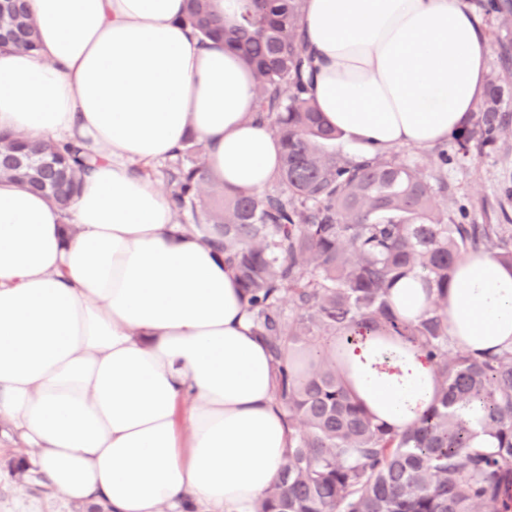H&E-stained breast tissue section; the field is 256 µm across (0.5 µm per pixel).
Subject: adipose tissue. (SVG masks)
Masks as SVG:
<instances>
[{
  "mask_svg": "<svg viewBox=\"0 0 512 512\" xmlns=\"http://www.w3.org/2000/svg\"><path fill=\"white\" fill-rule=\"evenodd\" d=\"M38 48L0 51V134L81 140L99 157L63 214L0 180V424L67 501L95 512H254L290 444L237 276L176 220L142 167L188 138L211 179L261 192L282 146L255 124L254 75L183 24L185 0H28ZM305 81L345 152L426 149L470 120L489 42L462 0H306ZM457 348L512 347V269L459 261ZM345 386L403 431L432 402V361L363 332Z\"/></svg>",
  "mask_w": 512,
  "mask_h": 512,
  "instance_id": "adipose-tissue-1",
  "label": "adipose tissue"
}]
</instances>
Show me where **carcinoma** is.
<instances>
[{"mask_svg":"<svg viewBox=\"0 0 512 512\" xmlns=\"http://www.w3.org/2000/svg\"><path fill=\"white\" fill-rule=\"evenodd\" d=\"M210 0H186L183 21L200 39L221 33L255 77L254 119L279 139L270 188L222 193L203 146L188 139L157 170L186 227L224 252L267 346L274 390L293 430L281 478L255 512H512V351H463L448 341V286L456 264L488 253L512 268V235L499 224L448 221L437 197L448 186L417 163L378 151L361 160L336 149L339 134L307 92L311 66L304 0H250L242 20L216 26ZM34 51L37 24L27 0H0V49ZM512 91L488 83L471 127L453 134L457 154L492 148L512 132L503 114ZM92 170L82 141L31 142L0 134V179L68 211ZM409 274L428 288L415 320L390 301ZM356 328L387 330L434 361L430 410L403 432L369 415L325 351ZM478 407L490 448L471 447L461 411Z\"/></svg>","mask_w":512,"mask_h":512,"instance_id":"obj_1","label":"carcinoma"}]
</instances>
